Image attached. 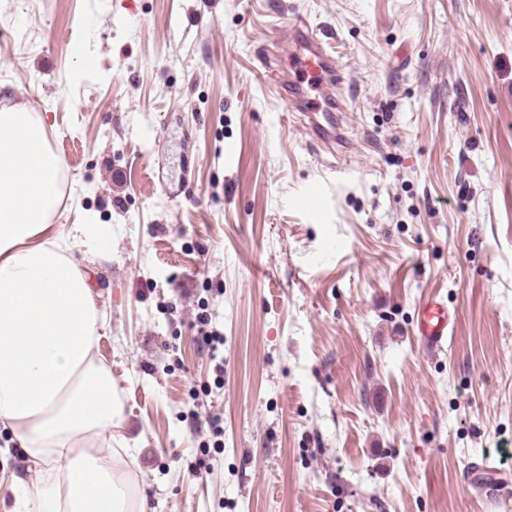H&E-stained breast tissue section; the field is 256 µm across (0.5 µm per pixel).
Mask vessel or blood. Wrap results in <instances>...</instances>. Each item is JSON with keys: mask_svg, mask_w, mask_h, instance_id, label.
Listing matches in <instances>:
<instances>
[{"mask_svg": "<svg viewBox=\"0 0 512 512\" xmlns=\"http://www.w3.org/2000/svg\"><path fill=\"white\" fill-rule=\"evenodd\" d=\"M289 40L296 48L294 68L297 79L282 83L290 111L304 113L316 141L324 144L341 143V120L336 102L330 95L315 98L314 90L322 82H335L341 77L334 57L326 50L325 42L308 24L293 23ZM418 335L424 350H441L453 336L448 309L439 300L424 303L418 311Z\"/></svg>", "mask_w": 512, "mask_h": 512, "instance_id": "obj_1", "label": "vessel or blood"}]
</instances>
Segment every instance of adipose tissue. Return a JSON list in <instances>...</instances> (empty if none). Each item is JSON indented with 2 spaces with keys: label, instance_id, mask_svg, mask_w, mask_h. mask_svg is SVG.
<instances>
[{
  "label": "adipose tissue",
  "instance_id": "adipose-tissue-1",
  "mask_svg": "<svg viewBox=\"0 0 512 512\" xmlns=\"http://www.w3.org/2000/svg\"><path fill=\"white\" fill-rule=\"evenodd\" d=\"M62 158L25 108L0 112V428L38 475L37 512H147L128 501L127 462L112 450L122 408L94 359L102 314L75 254L107 255L110 235L52 221Z\"/></svg>",
  "mask_w": 512,
  "mask_h": 512
}]
</instances>
